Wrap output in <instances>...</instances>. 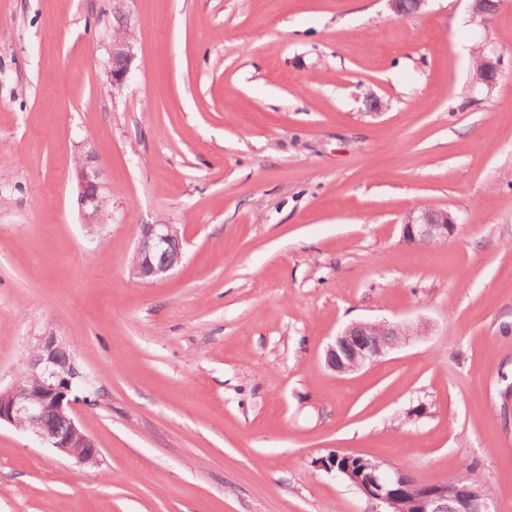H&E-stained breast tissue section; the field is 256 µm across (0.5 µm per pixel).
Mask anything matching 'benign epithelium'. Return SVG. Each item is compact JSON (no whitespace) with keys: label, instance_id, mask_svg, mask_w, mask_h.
Returning <instances> with one entry per match:
<instances>
[{"label":"benign epithelium","instance_id":"obj_1","mask_svg":"<svg viewBox=\"0 0 512 512\" xmlns=\"http://www.w3.org/2000/svg\"><path fill=\"white\" fill-rule=\"evenodd\" d=\"M133 41L124 28L116 30L112 36L108 72L114 92L123 88L131 70L135 58ZM485 64L481 83L491 89L502 72L501 59L492 54ZM74 175L82 223L88 232L96 233L105 226L106 210L100 168L93 157L86 155L74 166ZM456 224L452 213L423 207L406 217L402 233L411 242H445L453 235ZM133 257L134 265L129 268L131 277L152 283L164 280L184 258L179 231L173 224L143 225ZM393 326L386 320L347 325L328 346L326 365L338 374H349L378 362L406 344L410 337L421 334L417 328L398 324L394 327L399 330V336L393 343L374 344L365 340L372 333L382 336ZM24 377V383L0 389V424L29 433L58 454L74 458L83 465L97 464L99 451L95 441L72 415L77 401L75 391L83 375L67 342L53 333L40 337L24 363ZM50 414L65 418L67 428L61 430L49 424L47 416ZM345 458L346 464L341 467L330 462L325 467L349 480L372 504V512H402L400 490L408 486V471L363 456L347 454ZM450 495L457 504L455 512H493L492 498L481 484L469 479H459L452 486L438 482L424 487L421 496L414 499L413 512H439L437 503Z\"/></svg>","mask_w":512,"mask_h":512}]
</instances>
